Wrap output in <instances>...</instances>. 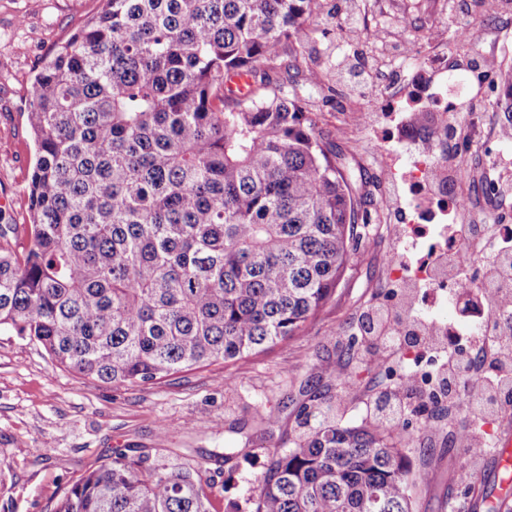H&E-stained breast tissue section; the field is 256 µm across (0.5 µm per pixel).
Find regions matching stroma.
Masks as SVG:
<instances>
[{
	"instance_id": "1",
	"label": "stroma",
	"mask_w": 512,
	"mask_h": 512,
	"mask_svg": "<svg viewBox=\"0 0 512 512\" xmlns=\"http://www.w3.org/2000/svg\"><path fill=\"white\" fill-rule=\"evenodd\" d=\"M381 11L345 25L349 0H328V17L306 25V68L320 86L311 90L309 109L335 144L355 158L375 183V206L384 221L353 254L350 268L317 318L297 336L272 349L224 365H213L142 387L103 384L56 368L45 350L29 339L0 333V512H52L72 482L121 449L141 454L164 469L202 466L211 480L210 512H253L268 454L318 427L320 410L344 426L376 422L379 401L393 397L399 380L391 366L434 355L419 345L389 349L363 336L362 314L401 297L385 263L405 234L399 212L411 194L397 175L409 159L397 149L402 121L412 120V85H405L399 108L378 109L376 97L353 90L343 68L406 72L421 51L450 48L461 83H474L470 66L477 45L453 40L454 20L466 14L477 32H500L506 45L498 62H512V0H502L487 17L481 0H381ZM102 6L101 0H0V212L14 224L29 221L28 184L35 147L27 123L32 78L66 39ZM421 18L419 31H389L383 47L359 43L357 29L374 24L379 12ZM464 98L461 112L484 116L503 128L495 102L502 92L498 73ZM463 175L448 187L467 196L472 209L490 224L512 225V199L484 193L495 163L512 156V138L473 142L459 129ZM414 311L439 325L477 331L479 298L419 291ZM226 383H217V376ZM434 429L422 433L423 413ZM268 424H261V417ZM471 415L460 403L411 397L399 430L402 451L416 478L410 487L413 512H487L483 492L499 488L498 459L486 455L474 465L480 484L467 486L458 473L468 465L457 440Z\"/></svg>"
}]
</instances>
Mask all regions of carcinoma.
Masks as SVG:
<instances>
[{
  "instance_id": "carcinoma-1",
  "label": "carcinoma",
  "mask_w": 512,
  "mask_h": 512,
  "mask_svg": "<svg viewBox=\"0 0 512 512\" xmlns=\"http://www.w3.org/2000/svg\"><path fill=\"white\" fill-rule=\"evenodd\" d=\"M322 0H103L34 75L30 223L0 213V330L139 387L297 336L366 237L370 180L299 85ZM288 53L286 77L271 66ZM244 73L249 93H226ZM512 126V67L496 101ZM407 340L438 328L390 307ZM253 512H412L389 425L326 417L268 454ZM198 468L116 451L54 512H209Z\"/></svg>"
}]
</instances>
